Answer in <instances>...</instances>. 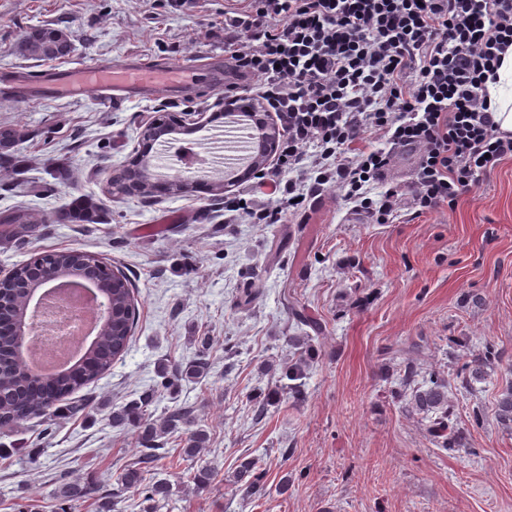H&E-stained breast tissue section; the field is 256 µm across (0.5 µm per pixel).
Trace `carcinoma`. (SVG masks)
Listing matches in <instances>:
<instances>
[{
    "instance_id": "carcinoma-1",
    "label": "carcinoma",
    "mask_w": 512,
    "mask_h": 512,
    "mask_svg": "<svg viewBox=\"0 0 512 512\" xmlns=\"http://www.w3.org/2000/svg\"><path fill=\"white\" fill-rule=\"evenodd\" d=\"M58 32L52 27L32 28L22 38L24 54L39 60L63 59L71 53L72 38L53 40L50 34ZM105 211L98 198L82 195L61 209L53 222L62 224H97L104 220ZM39 222L20 212L0 216V242L21 245L29 242L38 232ZM43 262L79 264L91 267L113 288L109 291L106 314L109 320L102 325L96 338L87 346L83 362L72 370L54 371L32 379L24 376L26 366L14 355L17 346L25 339L0 333V427L13 426L34 418L49 416L63 401L70 402V412L82 413L86 404L81 400H70L82 388L98 380L112 368L129 349L137 315V306L130 281L124 271L112 260L85 252L72 256L63 250L44 251L13 271L8 282H0V323L16 320L24 307L22 285L32 278V271ZM198 353L186 366L163 364L158 368L161 381L157 388L165 391L177 387L182 379L197 382L205 380L211 370L206 358L208 339L197 337ZM498 354L487 347L469 357L457 373L460 387L466 389L484 382L496 369ZM275 383L258 391L254 400L256 418H262L269 407L284 396L299 398L305 394L308 365L303 353H298L287 367L276 371L268 366ZM400 384L410 390L407 407L411 412L428 421L427 429L435 443L443 450L463 447L461 435L449 429L450 405L448 404V379L435 371H427L415 361L403 362L399 374ZM154 394H146L142 400L112 411L110 424L114 428L131 426L137 429V458L121 476V487L103 494L89 482L63 480L58 486L56 499L64 507L52 512H76L87 503L93 512H112L113 499L117 493L134 489L147 502L145 512H159L173 499L170 484L163 480L145 482L144 473L164 455L168 436L182 431L191 423L193 407L174 405L165 409L159 419L152 418L148 406ZM496 412L500 424L512 429V387L502 391L497 399ZM206 434L203 430L191 433L183 453L194 458L201 452ZM236 482L242 483L248 493L261 497L266 494V472L259 468L255 459L245 458L238 465Z\"/></svg>"
}]
</instances>
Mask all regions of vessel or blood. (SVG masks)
I'll use <instances>...</instances> for the list:
<instances>
[{
    "mask_svg": "<svg viewBox=\"0 0 512 512\" xmlns=\"http://www.w3.org/2000/svg\"><path fill=\"white\" fill-rule=\"evenodd\" d=\"M192 78L190 67H95L73 66L50 70L38 85H31L29 73L15 69L0 75V83L16 89L20 95L37 99L70 98L80 100L100 93L115 100L136 98L146 89H175Z\"/></svg>",
    "mask_w": 512,
    "mask_h": 512,
    "instance_id": "obj_1",
    "label": "vessel or blood"
}]
</instances>
